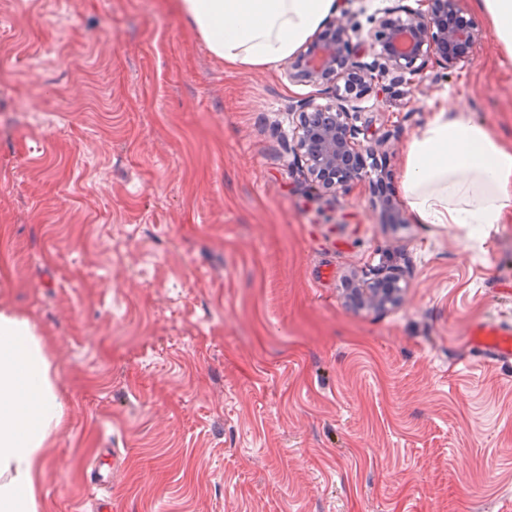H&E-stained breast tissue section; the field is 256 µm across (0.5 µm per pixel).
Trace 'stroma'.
Wrapping results in <instances>:
<instances>
[{"instance_id":"stroma-1","label":"stroma","mask_w":512,"mask_h":512,"mask_svg":"<svg viewBox=\"0 0 512 512\" xmlns=\"http://www.w3.org/2000/svg\"><path fill=\"white\" fill-rule=\"evenodd\" d=\"M361 102L390 134L384 188L319 196L291 149L284 67L225 65L177 0H0V310L57 368L48 512H512V360L466 332L512 321V220L389 223L434 108L512 147L492 30L426 92ZM401 271V305L345 280Z\"/></svg>"}]
</instances>
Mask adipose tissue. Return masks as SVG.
<instances>
[{
  "instance_id": "1",
  "label": "adipose tissue",
  "mask_w": 512,
  "mask_h": 512,
  "mask_svg": "<svg viewBox=\"0 0 512 512\" xmlns=\"http://www.w3.org/2000/svg\"><path fill=\"white\" fill-rule=\"evenodd\" d=\"M226 64H284L346 0H177ZM512 59V0H472ZM405 204L417 224H458L480 238L512 213V149L485 125L441 110L403 150ZM64 404L46 343L25 317L0 311V512H47L39 474Z\"/></svg>"
}]
</instances>
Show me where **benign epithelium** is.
I'll list each match as a JSON object with an SVG mask.
<instances>
[{"instance_id": "1", "label": "benign epithelium", "mask_w": 512, "mask_h": 512, "mask_svg": "<svg viewBox=\"0 0 512 512\" xmlns=\"http://www.w3.org/2000/svg\"><path fill=\"white\" fill-rule=\"evenodd\" d=\"M420 2L426 9L398 5L384 10L364 34L343 11L288 60L290 82L319 87L329 99L294 108L299 126L293 151L319 193H347L370 177L364 156L389 149L388 135L370 138L368 126L357 125L359 102L381 91L380 81L396 73L419 86L434 64L446 70L463 67L479 43L482 29L465 16L461 0ZM368 51L373 60L365 62ZM400 279L398 272L378 273L348 289L347 302L356 309L397 306L403 296L394 284Z\"/></svg>"}]
</instances>
